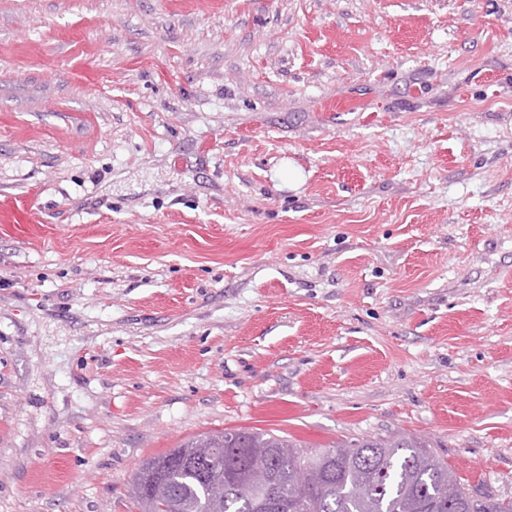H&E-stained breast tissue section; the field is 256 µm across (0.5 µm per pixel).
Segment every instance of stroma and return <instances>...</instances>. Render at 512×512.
Listing matches in <instances>:
<instances>
[{"mask_svg": "<svg viewBox=\"0 0 512 512\" xmlns=\"http://www.w3.org/2000/svg\"><path fill=\"white\" fill-rule=\"evenodd\" d=\"M222 429L512 500V0H0V512Z\"/></svg>", "mask_w": 512, "mask_h": 512, "instance_id": "1", "label": "stroma"}]
</instances>
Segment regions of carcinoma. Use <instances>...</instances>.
Instances as JSON below:
<instances>
[{
    "instance_id": "obj_1",
    "label": "carcinoma",
    "mask_w": 512,
    "mask_h": 512,
    "mask_svg": "<svg viewBox=\"0 0 512 512\" xmlns=\"http://www.w3.org/2000/svg\"><path fill=\"white\" fill-rule=\"evenodd\" d=\"M132 495L139 512H512L399 434L315 450L266 431L200 435L146 459Z\"/></svg>"
}]
</instances>
